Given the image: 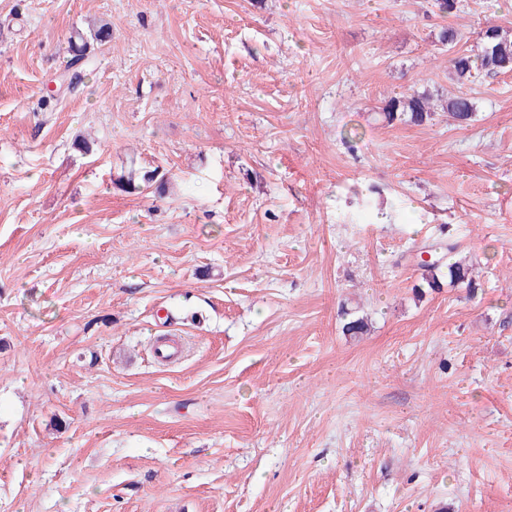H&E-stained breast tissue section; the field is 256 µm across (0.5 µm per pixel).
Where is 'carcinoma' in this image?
<instances>
[{
    "instance_id": "obj_1",
    "label": "carcinoma",
    "mask_w": 512,
    "mask_h": 512,
    "mask_svg": "<svg viewBox=\"0 0 512 512\" xmlns=\"http://www.w3.org/2000/svg\"><path fill=\"white\" fill-rule=\"evenodd\" d=\"M111 36L112 27L107 23L92 27L87 32L79 29L70 32L68 43L71 55L67 62V70L71 71L70 79L80 78L86 64V51L90 43H105ZM448 64L454 80L460 86L471 83L480 76L510 73L512 72V32L500 25H489L481 32L478 54L456 52L448 58ZM445 109L448 117L463 127L473 119L476 107L468 94L460 89L448 96ZM380 115L389 125L397 122L416 126L425 125L431 122L435 115L432 95L425 90L410 89L404 93L389 96L382 102ZM152 182H154L153 172H132L124 181V187L128 190H136L140 184L148 186ZM439 249L438 245L429 246L428 251L434 255V258L429 262L418 264L421 283L415 286V290L420 292L424 287L432 290L439 289L445 277L453 286L469 291L475 289L471 268L460 262L442 267L441 260L435 258Z\"/></svg>"
}]
</instances>
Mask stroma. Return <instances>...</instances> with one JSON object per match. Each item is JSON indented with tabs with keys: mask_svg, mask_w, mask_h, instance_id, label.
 I'll list each match as a JSON object with an SVG mask.
<instances>
[{
	"mask_svg": "<svg viewBox=\"0 0 512 512\" xmlns=\"http://www.w3.org/2000/svg\"><path fill=\"white\" fill-rule=\"evenodd\" d=\"M490 22L512 0H0V512H512V73L468 126L375 119L456 92L437 34ZM437 241L474 293H415ZM111 36L112 27L107 23L91 27L88 33L79 29L70 32L68 43L71 55L67 62V71H71L69 86L73 84V79H79L81 76L82 69L86 64V51L90 41L102 44L109 41ZM432 95L426 90H414L385 98L379 113L388 125L396 122L422 126L435 115Z\"/></svg>",
	"mask_w": 512,
	"mask_h": 512,
	"instance_id": "obj_1",
	"label": "stroma"
}]
</instances>
